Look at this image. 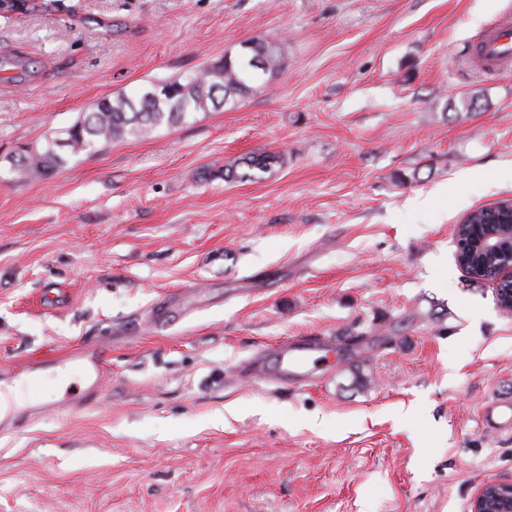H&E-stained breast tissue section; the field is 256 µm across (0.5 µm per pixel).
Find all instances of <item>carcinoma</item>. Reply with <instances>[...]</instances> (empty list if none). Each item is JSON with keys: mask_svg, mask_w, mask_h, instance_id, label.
Instances as JSON below:
<instances>
[{"mask_svg": "<svg viewBox=\"0 0 512 512\" xmlns=\"http://www.w3.org/2000/svg\"><path fill=\"white\" fill-rule=\"evenodd\" d=\"M34 61L21 55L0 58V72L5 80L21 84L34 73ZM284 57L281 42L274 39H251L241 50L177 78L160 84L150 83L131 93L102 99L66 129L48 137L40 146L22 150L11 164L16 179H44L65 167L73 158L93 155L128 137L147 139L159 129L187 123L199 112H209L249 95L255 84L268 74L282 70ZM275 153L246 156L224 165V181L256 180L258 173L269 171L278 163ZM487 208L480 207L465 218L467 227L457 228L479 238L492 232H505L512 226V205L504 198L496 202L493 222L485 220ZM456 262L469 273L479 276L492 270L493 259L481 251L468 257L456 253Z\"/></svg>", "mask_w": 512, "mask_h": 512, "instance_id": "1", "label": "carcinoma"}]
</instances>
